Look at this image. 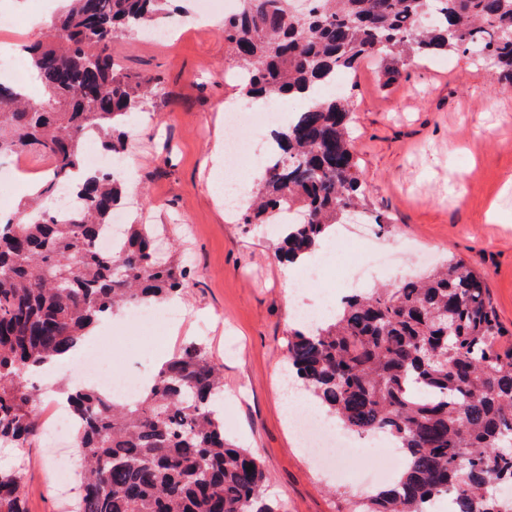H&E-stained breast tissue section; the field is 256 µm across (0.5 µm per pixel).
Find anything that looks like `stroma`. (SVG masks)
I'll return each instance as SVG.
<instances>
[{"label": "stroma", "mask_w": 512, "mask_h": 512, "mask_svg": "<svg viewBox=\"0 0 512 512\" xmlns=\"http://www.w3.org/2000/svg\"><path fill=\"white\" fill-rule=\"evenodd\" d=\"M185 11L168 37L120 40L123 68L161 78L160 94L139 113L125 154L138 189L124 208L128 224L163 228L192 271L176 300L177 328L153 344L136 334L114 339L116 370L150 378L185 343H201L224 373V420L233 440L262 463L271 491L288 512H348L347 491L359 488V464L379 460L375 437L360 436L361 463L342 475L318 472L280 411L284 342L291 324L285 297L326 303L335 283H306L274 255L268 228L237 224L212 190L211 153L224 143V75L234 62L224 44L223 13L199 26L198 0H177ZM383 64L364 61L354 80L352 135L369 195L362 220L379 244L402 259L385 264L369 251L367 287L390 285L455 254L485 272L493 306L512 330V87L497 84L482 61L443 54L408 63L385 85ZM70 448L35 437L29 448H0V465L23 464L27 512H70L74 482L53 472Z\"/></svg>", "instance_id": "obj_1"}]
</instances>
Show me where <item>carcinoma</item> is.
I'll use <instances>...</instances> for the list:
<instances>
[{
	"mask_svg": "<svg viewBox=\"0 0 512 512\" xmlns=\"http://www.w3.org/2000/svg\"><path fill=\"white\" fill-rule=\"evenodd\" d=\"M43 38L25 47L41 92L0 80V156L53 159L49 180L0 222V445L27 448L38 433L39 396L24 377L69 352L124 306L167 299L189 270L159 251L152 224H127L123 247L96 248L122 195L114 169L84 164L86 133L125 153L132 119L158 78L125 70L116 40L170 15L169 0H67ZM243 0L224 17L239 89L273 101L298 90L308 105L273 132L277 149L239 221L276 224V257L314 253L335 225L367 206L350 139V100L336 78L380 58L389 81L404 66L475 48L496 80L512 85V0ZM69 184L81 207L56 212L43 199ZM484 275L451 258L396 288L341 298L316 329H292L289 372L346 431L384 434L405 464L397 480L353 512H512V347ZM220 369L189 342L132 403L92 387L66 391L82 420L73 512H287L267 492L258 458L230 443L214 397ZM253 470H247V467ZM23 472L0 469V512H26Z\"/></svg>",
	"mask_w": 512,
	"mask_h": 512,
	"instance_id": "obj_1",
	"label": "carcinoma"
}]
</instances>
